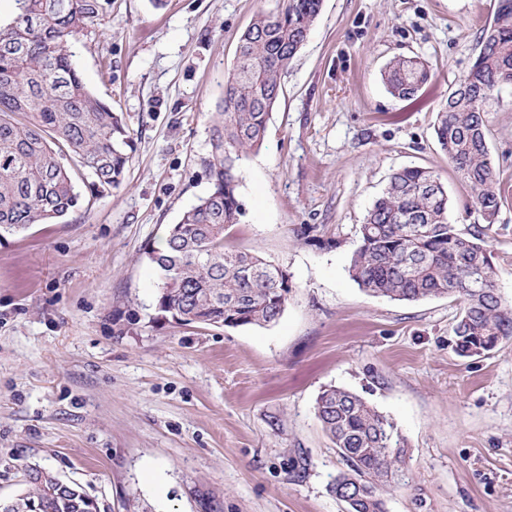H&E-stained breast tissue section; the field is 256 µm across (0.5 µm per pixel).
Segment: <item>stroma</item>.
I'll list each match as a JSON object with an SVG mask.
<instances>
[{
  "label": "stroma",
  "instance_id": "stroma-1",
  "mask_svg": "<svg viewBox=\"0 0 512 512\" xmlns=\"http://www.w3.org/2000/svg\"><path fill=\"white\" fill-rule=\"evenodd\" d=\"M497 0H323L281 84L266 143L238 167L232 245L287 271L278 323L179 324L148 259L211 189L214 116L239 36L284 0H112L68 45L131 133L126 181L0 239V498L28 466L80 483L107 512H343V463L315 416L327 387L361 395L407 440L409 485L386 512H512V338L463 358L459 303L395 301L350 278L355 231L391 175L435 171L450 223L482 217L435 134ZM417 56L430 78L390 95ZM504 201L487 245L512 301V86L488 106ZM310 226L308 240L292 229ZM430 71L418 57H401L390 61L382 73V79L391 95L410 99L427 82Z\"/></svg>",
  "mask_w": 512,
  "mask_h": 512
}]
</instances>
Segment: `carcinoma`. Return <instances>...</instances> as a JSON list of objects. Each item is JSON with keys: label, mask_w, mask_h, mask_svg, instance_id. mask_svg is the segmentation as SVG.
Instances as JSON below:
<instances>
[{"label": "carcinoma", "mask_w": 512, "mask_h": 512, "mask_svg": "<svg viewBox=\"0 0 512 512\" xmlns=\"http://www.w3.org/2000/svg\"><path fill=\"white\" fill-rule=\"evenodd\" d=\"M0 24V237L51 223L83 207L75 180L87 175L96 195L125 178L129 131L112 107L89 91L68 44L103 9L102 0H14ZM322 0H287L260 14L241 34L225 81L212 138V190L169 227L164 247L149 253L160 272L159 311L184 325L265 327L285 311L291 285L282 269L227 242L241 222L237 162L260 149L281 90V76L306 41ZM430 71L418 57L390 61L389 93L409 99ZM512 85V0L480 32L467 74L438 113L435 133L485 224L462 231L448 221V190L426 168L393 173L356 229L350 277L367 294L416 302L448 296L462 304L453 328L462 357L493 350L512 336V302L496 288L485 244L503 195L487 141L486 106ZM315 414L345 469L331 492L349 512H386L380 489L409 483L406 440L394 420L352 391L330 386ZM20 494L0 502L7 512H100L76 483L57 488L53 475L24 478Z\"/></svg>", "instance_id": "carcinoma-1"}]
</instances>
